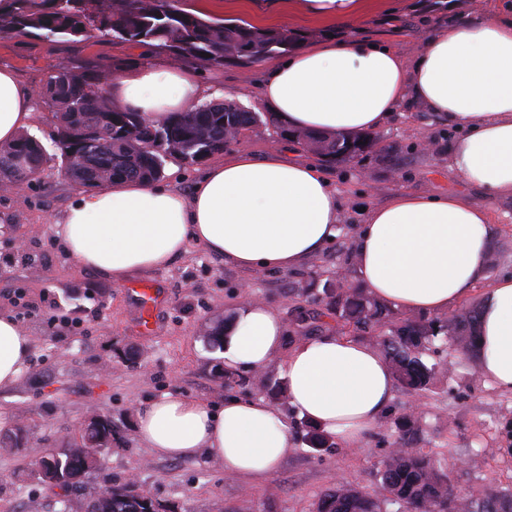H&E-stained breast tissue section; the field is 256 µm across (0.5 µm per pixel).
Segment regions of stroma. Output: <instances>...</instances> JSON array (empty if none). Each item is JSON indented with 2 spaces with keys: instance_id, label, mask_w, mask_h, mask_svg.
Masks as SVG:
<instances>
[{
  "instance_id": "obj_1",
  "label": "stroma",
  "mask_w": 512,
  "mask_h": 512,
  "mask_svg": "<svg viewBox=\"0 0 512 512\" xmlns=\"http://www.w3.org/2000/svg\"><path fill=\"white\" fill-rule=\"evenodd\" d=\"M495 0H370L359 19L326 25L289 19L288 31L311 44L326 38L369 39L414 54L435 27L475 20ZM169 59L167 51L105 37L85 42H50L0 36V66L15 69L36 87L60 66L82 71L108 61L119 72L147 57ZM195 67L204 86H220L227 99L257 109L255 86L264 63L248 67ZM417 102L405 101L379 142L355 162H329L341 222L335 239L294 271H244L224 263L196 243L167 267L130 276L116 286L78 270L58 241L54 226L79 188L57 164H48L38 182L0 185V311L15 316L33 339L34 351L19 381L0 390V434L24 427L20 448L0 449V512H85V504L106 488L136 478L154 498L179 512H312L315 502L341 484L378 493L377 471L397 436L399 417L413 414L415 445L445 459L460 495L483 497L512 485V452L504 431L512 424V393L486 380L476 360L458 362L448 343H437L424 359L436 374L429 396L415 398L394 386L387 411L362 447L344 442L317 450L305 441V420L287 401L273 400L269 383L283 382L280 363L264 370L266 385L243 373L227 388L214 376L217 349L211 329L242 302L259 299L284 324L295 318L299 289L342 285L361 288L354 246L367 208L400 191L442 195L456 191L479 197V189L448 172V154L459 138ZM495 227L492 276H512V201L489 205ZM148 284L161 298L153 333H144L129 289ZM182 395L215 404L245 397L274 401L293 425V446L278 469L254 484L224 474L215 457L187 460L157 456L140 441L137 412L164 395ZM103 415L112 421V447L99 470L86 474L79 492L61 499L58 487L42 482L36 463L49 449L80 439L85 421Z\"/></svg>"
}]
</instances>
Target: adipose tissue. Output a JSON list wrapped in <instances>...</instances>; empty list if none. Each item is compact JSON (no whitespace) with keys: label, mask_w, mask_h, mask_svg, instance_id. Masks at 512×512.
I'll use <instances>...</instances> for the list:
<instances>
[{"label":"adipose tissue","mask_w":512,"mask_h":512,"mask_svg":"<svg viewBox=\"0 0 512 512\" xmlns=\"http://www.w3.org/2000/svg\"><path fill=\"white\" fill-rule=\"evenodd\" d=\"M309 19L359 18L365 0H299ZM113 108L162 122L205 97L197 74L167 61L114 76ZM259 102L295 130L327 135L383 131L405 99L462 128L448 170L481 198L401 191L369 210L355 242L360 280L379 302L409 314L440 316L477 283L476 346L483 374L512 392V277L490 278L494 230L488 204L512 199V0L476 22L430 34L414 56L374 40L332 39L268 64ZM34 92L0 67V144L30 126ZM338 194L313 159L281 151L236 153L207 166L191 195L137 179L82 193L56 233L79 270L121 285L132 273L169 265L189 242L244 270H295L336 236ZM226 371H260L282 359L289 404L304 418L360 446L392 398L390 364L374 346L336 335L285 344V327L266 303L244 302L228 322ZM32 348L0 312V390L17 383ZM141 441L157 455L224 464L225 475L271 476L291 446L287 416L261 399L212 405L167 395L138 413Z\"/></svg>","instance_id":"adipose-tissue-1"}]
</instances>
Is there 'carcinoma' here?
I'll use <instances>...</instances> for the list:
<instances>
[{
  "instance_id": "1",
  "label": "carcinoma",
  "mask_w": 512,
  "mask_h": 512,
  "mask_svg": "<svg viewBox=\"0 0 512 512\" xmlns=\"http://www.w3.org/2000/svg\"><path fill=\"white\" fill-rule=\"evenodd\" d=\"M0 33L14 38L39 37L48 41L68 39L82 42L96 33L122 42L166 49L177 57H191L204 65L233 64L248 67L266 57L283 55L301 39L285 30L260 29L250 24H226L204 20L180 8L176 0H19L0 16ZM208 53L210 57L201 56ZM112 63L102 62L90 71L61 67L43 84V103L59 114L53 133L58 154L50 155L42 144L22 134L11 144L0 146V175L12 184L39 180L46 165L59 161L69 180L86 188L99 189L93 170L112 172L118 179L136 178L156 182L163 177L164 158L178 156L195 163L224 151L231 129L249 130L265 125L280 130L282 123L273 112L224 111L225 103H203L177 114L172 121L155 126L145 123L136 112L112 108L102 76ZM77 129L93 132L100 141L97 151L86 156L69 155V138ZM297 142L321 156L353 161L358 154L345 149L347 139L313 132L296 133ZM153 141V149L147 142ZM305 301L324 302L336 318L357 327L376 325L389 317V310L357 290L324 288L322 295L304 291ZM477 311L471 309L447 324L448 336L462 356L473 352ZM438 323L410 317L399 319L396 330L373 337V344L389 360L396 382L418 394L426 392L434 367L422 359L426 345L439 334ZM413 419L400 418L396 448L383 462L377 476L386 493L380 500L357 487L339 485L315 503V512H385L383 506L398 504L403 512H512V489L506 488L484 498L463 499L456 495L448 464L412 446ZM104 450L85 455L79 449L51 450L37 463L41 480L63 490H73L81 478L97 469ZM116 492L106 499L91 498L85 512H147L151 499L142 494Z\"/></svg>"
}]
</instances>
